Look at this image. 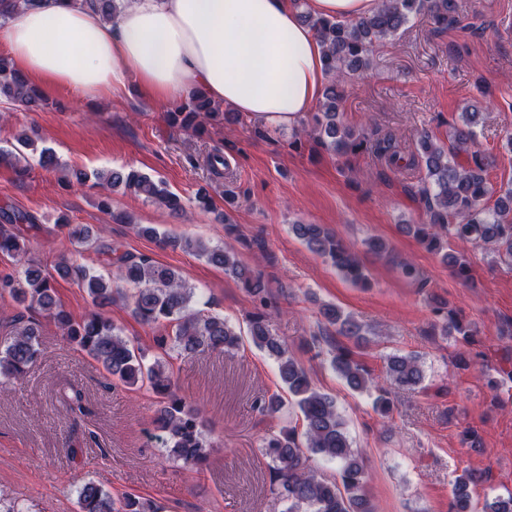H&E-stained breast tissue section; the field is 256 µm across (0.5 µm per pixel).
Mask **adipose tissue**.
<instances>
[{
	"label": "adipose tissue",
	"mask_w": 512,
	"mask_h": 512,
	"mask_svg": "<svg viewBox=\"0 0 512 512\" xmlns=\"http://www.w3.org/2000/svg\"><path fill=\"white\" fill-rule=\"evenodd\" d=\"M30 80L112 95L128 79L159 104L195 88L255 123L294 127L327 82L294 0H131L112 22L82 0H41L0 25Z\"/></svg>",
	"instance_id": "adipose-tissue-1"
}]
</instances>
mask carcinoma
I'll return each instance as SVG.
<instances>
[{
    "label": "carcinoma",
    "mask_w": 512,
    "mask_h": 512,
    "mask_svg": "<svg viewBox=\"0 0 512 512\" xmlns=\"http://www.w3.org/2000/svg\"><path fill=\"white\" fill-rule=\"evenodd\" d=\"M90 5L110 22L127 7V0H90ZM458 10V0H381L371 14L352 20L301 14L323 47L328 83L319 109L312 113L307 127L293 131L292 144L300 145L302 138L308 137L326 152L340 157L369 151L395 168L424 164L420 197L425 220L408 225L415 238L436 253L446 250L452 241H462L490 249L512 261V181L498 190L489 186L484 173L493 160L477 151L471 153L468 164L457 161L459 154L469 151L475 142L480 113H459L458 121L450 126L446 143L429 132L423 133L417 141L416 153L409 159L404 157L397 132L388 131L371 138L340 118L344 98L340 84L345 77L371 68L376 48L383 40L396 36L411 21L425 17L446 30L457 22ZM0 97L31 110L47 105L43 92L2 58ZM220 115L219 107L202 90L195 89L186 102L170 113V119L173 124L197 133L203 129V120L215 121ZM33 144L30 135L17 139L12 149H0V163L12 168L18 176H25L31 168L26 150ZM97 180L113 190H130L173 211L181 210L178 197L164 183L137 171L100 172ZM491 198L495 199L492 206L488 204ZM6 220L15 227L0 226V255L19 257L26 253V235L16 224L26 223L31 229L35 224L26 214L8 215ZM65 228L76 243H96L99 252L114 255V249L100 241L99 230L83 224H67ZM294 231L311 252L329 258L345 279L354 284L366 283V269L356 254L322 225L296 224ZM162 245L192 253L223 268L224 274L239 280L262 308L251 319V340L276 358L281 379L303 418L302 429L290 426L262 444V452L271 462V484L283 503L281 512H375L365 493L367 470L359 451L352 447L335 400L314 387L305 370L288 355L286 343L270 328V310L276 308V302L265 286L262 273L243 265L231 246L210 247L197 239L170 237L163 239ZM368 248L376 257L394 261L392 250L384 240L373 238ZM113 263L120 269L121 280L135 286L134 292L125 298L131 315L144 325L168 328L157 339L164 355L148 363L142 349L122 337L121 328L108 316L109 309L122 297L120 289L112 288L111 280L64 259L52 272L29 262L21 271L0 276V292L8 293L23 308L13 319L7 337L0 341V376L13 380L27 376L43 353L40 318H46L67 342L86 353L113 378L130 388H149L158 398L154 424L167 457L199 466L207 460L210 443L200 409L174 391L170 359L205 350L230 352L239 347V335L223 316L192 306V289L172 267L130 253L115 255ZM58 276L72 280L86 291L90 306L81 319H74L58 302L55 289ZM433 312L442 318L443 333L453 331L466 341L476 335L471 325L463 323L453 311L436 307ZM319 315L318 331L311 336L315 347L327 342L331 327L338 336L359 339L366 335L362 323L332 304L322 305ZM328 353L331 366L352 389L378 391L373 409L380 414L388 413L391 408V390L411 389L422 379L420 357L416 354L391 357L385 380L380 384L353 359L348 348L334 342ZM311 454L336 464L338 479H328L312 469L308 464ZM485 481L486 476L480 472L466 471L458 476L452 512H467L468 487ZM77 504L78 512H156L150 501L135 495L114 498L92 481L78 487Z\"/></svg>",
    "instance_id": "obj_1"
}]
</instances>
